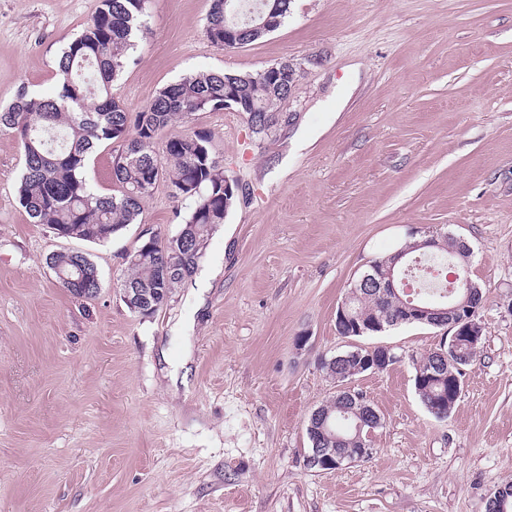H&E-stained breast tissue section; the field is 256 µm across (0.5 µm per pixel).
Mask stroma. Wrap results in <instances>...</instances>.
<instances>
[{
	"mask_svg": "<svg viewBox=\"0 0 512 512\" xmlns=\"http://www.w3.org/2000/svg\"><path fill=\"white\" fill-rule=\"evenodd\" d=\"M100 0H0V105L57 87L56 59ZM211 0H148L113 93L132 112L206 70L291 61L272 137L243 112L168 127L210 134L239 192L196 274L154 317L122 300L127 253L175 235L190 203L158 183L104 243L32 223L22 156L0 132V512H486L512 484V0H293L233 49L204 34ZM419 230L472 249L484 340L448 417L422 404L415 357L444 329L354 340L336 308L372 261ZM81 251L101 288H62L49 255ZM399 360L352 382L378 411L369 458L306 465L311 413L354 345Z\"/></svg>",
	"mask_w": 512,
	"mask_h": 512,
	"instance_id": "35a3bbf8",
	"label": "stroma"
}]
</instances>
